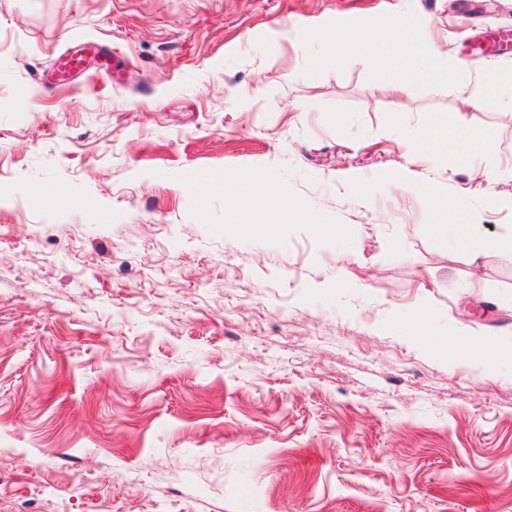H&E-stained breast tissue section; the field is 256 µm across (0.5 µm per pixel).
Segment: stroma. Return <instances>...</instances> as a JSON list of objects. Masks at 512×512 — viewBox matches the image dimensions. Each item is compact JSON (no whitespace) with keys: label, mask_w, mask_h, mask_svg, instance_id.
Listing matches in <instances>:
<instances>
[{"label":"stroma","mask_w":512,"mask_h":512,"mask_svg":"<svg viewBox=\"0 0 512 512\" xmlns=\"http://www.w3.org/2000/svg\"><path fill=\"white\" fill-rule=\"evenodd\" d=\"M396 19L446 81L327 62ZM505 33L512 0H0V512H512V359L468 337L512 344V253L417 193L512 236L507 97L469 101ZM432 119L479 156L423 161ZM250 170L300 216L243 233L205 178Z\"/></svg>","instance_id":"1"}]
</instances>
